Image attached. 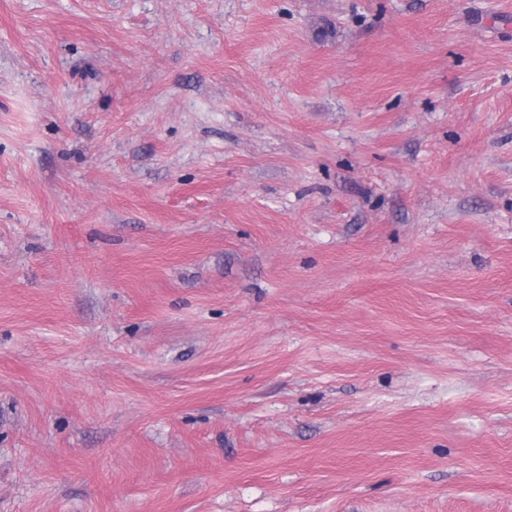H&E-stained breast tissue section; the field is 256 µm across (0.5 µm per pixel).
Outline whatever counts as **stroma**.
I'll list each match as a JSON object with an SVG mask.
<instances>
[{"label": "stroma", "mask_w": 512, "mask_h": 512, "mask_svg": "<svg viewBox=\"0 0 512 512\" xmlns=\"http://www.w3.org/2000/svg\"><path fill=\"white\" fill-rule=\"evenodd\" d=\"M0 512H512V0H0Z\"/></svg>", "instance_id": "stroma-1"}]
</instances>
